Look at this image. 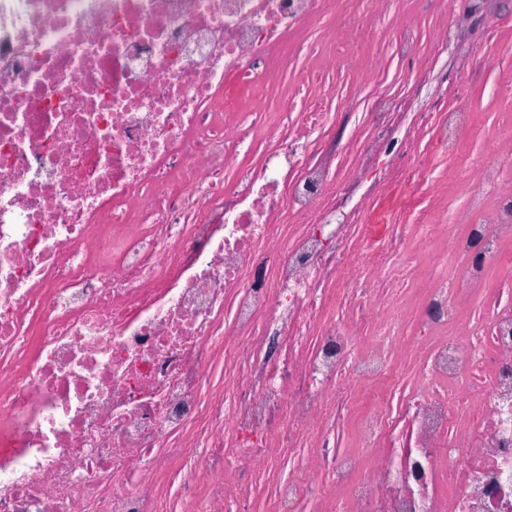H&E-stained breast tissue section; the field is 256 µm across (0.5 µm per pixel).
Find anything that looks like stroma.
Instances as JSON below:
<instances>
[{
	"mask_svg": "<svg viewBox=\"0 0 512 512\" xmlns=\"http://www.w3.org/2000/svg\"><path fill=\"white\" fill-rule=\"evenodd\" d=\"M512 25V0H487L471 24L455 30L452 40L461 52L449 53L448 72L442 84L452 104L473 110V132L463 138L452 155L422 152L415 157L424 173L413 192H395L377 209L389 213L392 223H410L415 212L433 198L439 182L456 183L444 200L449 217H456L466 205V186L474 164L486 158V146L498 132L497 116L512 110V98L504 94L512 83V45H505L501 34Z\"/></svg>",
	"mask_w": 512,
	"mask_h": 512,
	"instance_id": "35a3bbf8",
	"label": "stroma"
}]
</instances>
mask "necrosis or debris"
<instances>
[{"label":"necrosis or debris","mask_w":512,"mask_h":512,"mask_svg":"<svg viewBox=\"0 0 512 512\" xmlns=\"http://www.w3.org/2000/svg\"><path fill=\"white\" fill-rule=\"evenodd\" d=\"M340 1L392 21L337 30ZM395 14L0 0V512H248L265 488L272 512H512V113L454 223L374 215L473 125L444 98L408 121L448 39ZM372 40L416 60L411 92H375L339 149L331 81L369 77ZM425 237L456 266L416 264Z\"/></svg>","instance_id":"necrosis-or-debris-1"}]
</instances>
